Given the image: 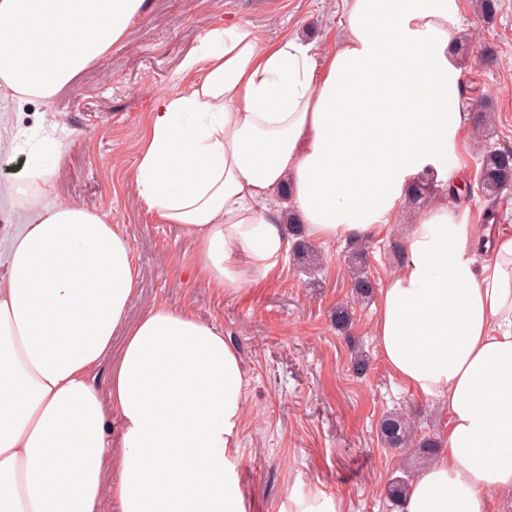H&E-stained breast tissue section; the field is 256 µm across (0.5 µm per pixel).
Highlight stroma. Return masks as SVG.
<instances>
[{
    "mask_svg": "<svg viewBox=\"0 0 512 512\" xmlns=\"http://www.w3.org/2000/svg\"><path fill=\"white\" fill-rule=\"evenodd\" d=\"M341 0H149L125 38L86 68L51 101L36 98L0 104V122L21 132L0 141V186L21 182L29 153L57 141L54 189L38 197L43 207L76 204L106 215L129 235L138 287L128 312L136 322L158 304L189 312L224 332L237 347L248 378L241 434L243 488L253 512H279L291 491L322 492L342 500L346 512H396L386 491L402 463L421 470L423 460L388 447L378 434L383 416L406 414L419 435L445 440L448 408L417 395L392 378L373 336L377 296L354 303L344 242L318 244L325 261L313 269L287 258L266 285L229 297L192 275L195 244L178 224H160L144 203L135 166L157 96L183 88L181 65L205 31L246 22L274 44L296 37L323 56L341 40ZM459 42L452 64L461 72L465 103L494 104L487 139L512 147V0H499L493 20L463 0ZM449 180L470 185V194L447 204L461 222L475 212L495 213L512 227V189L489 201L478 190L475 143L460 153ZM417 209L403 207L380 233L366 240V269L374 287L401 265L403 227ZM353 302L347 331H338L336 307ZM370 358L357 374L352 346Z\"/></svg>",
    "mask_w": 512,
    "mask_h": 512,
    "instance_id": "stroma-1",
    "label": "stroma"
}]
</instances>
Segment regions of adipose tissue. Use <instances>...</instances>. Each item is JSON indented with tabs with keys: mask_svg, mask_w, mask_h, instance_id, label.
I'll list each match as a JSON object with an SVG mask.
<instances>
[{
	"mask_svg": "<svg viewBox=\"0 0 512 512\" xmlns=\"http://www.w3.org/2000/svg\"><path fill=\"white\" fill-rule=\"evenodd\" d=\"M146 5L0 0V97L50 101ZM460 12L342 0L344 35L320 59L242 23L209 28L182 62L186 87L156 99L135 173L157 220L192 236L194 274L228 296L276 276L292 246L282 187L310 239L345 242L396 214L424 169L446 179L467 139L448 59ZM17 219L0 281V512H248L247 377L223 331L164 304L127 325L133 246L102 215L68 204ZM373 335L395 379L448 405L446 444L404 512L512 501V233L423 210Z\"/></svg>",
	"mask_w": 512,
	"mask_h": 512,
	"instance_id": "1",
	"label": "adipose tissue"
}]
</instances>
